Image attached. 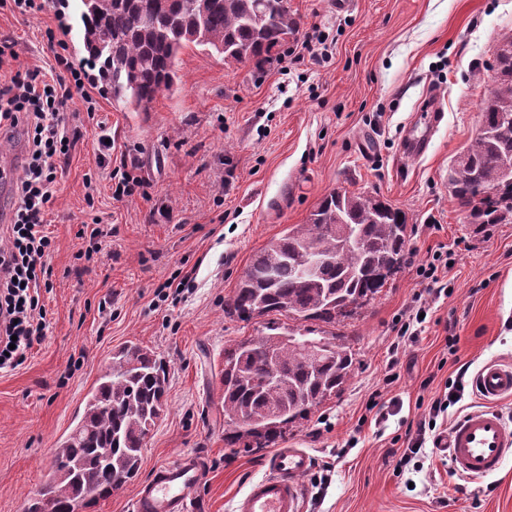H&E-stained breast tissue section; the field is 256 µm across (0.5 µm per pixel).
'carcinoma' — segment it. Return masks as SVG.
<instances>
[{"label": "carcinoma", "instance_id": "obj_1", "mask_svg": "<svg viewBox=\"0 0 512 512\" xmlns=\"http://www.w3.org/2000/svg\"><path fill=\"white\" fill-rule=\"evenodd\" d=\"M78 30L100 63L104 91L147 111L170 91L182 50L193 45L224 61L262 67L300 19L288 0H80ZM497 90L481 101L478 135L448 166V189L477 226L512 220V55L495 61ZM406 213L378 195L334 189L305 224L288 227L255 255L224 313L242 321L268 317L263 330L224 349L226 440L265 448L288 426L339 393L355 354L313 322L327 326L372 300L398 271L407 245ZM321 263L312 276L301 268ZM167 365L139 345L112 356L78 422L54 449L53 470L28 512L89 507L133 481L148 431L167 406Z\"/></svg>", "mask_w": 512, "mask_h": 512}]
</instances>
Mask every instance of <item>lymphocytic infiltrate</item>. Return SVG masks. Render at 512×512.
I'll return each instance as SVG.
<instances>
[{
	"label": "lymphocytic infiltrate",
	"mask_w": 512,
	"mask_h": 512,
	"mask_svg": "<svg viewBox=\"0 0 512 512\" xmlns=\"http://www.w3.org/2000/svg\"><path fill=\"white\" fill-rule=\"evenodd\" d=\"M56 78L18 71L0 82V129L23 127L28 142L8 238L0 247V371L14 370L41 342L47 327L41 290L51 270L44 262L53 241L43 226L53 203L58 168L70 148L62 114L74 98L88 99L84 66L55 53Z\"/></svg>",
	"instance_id": "1"
}]
</instances>
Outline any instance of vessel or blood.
<instances>
[{
  "label": "vessel or blood",
  "mask_w": 512,
  "mask_h": 512,
  "mask_svg": "<svg viewBox=\"0 0 512 512\" xmlns=\"http://www.w3.org/2000/svg\"><path fill=\"white\" fill-rule=\"evenodd\" d=\"M473 387L485 408L464 415L438 442L456 471L467 478L495 474L512 456V427L492 407L493 402L512 398V364H485L475 373ZM313 464L305 449H276L266 460L267 476L250 483L235 512H302L301 479ZM204 478L203 468L191 456L159 466L138 488L132 512H195Z\"/></svg>",
  "instance_id": "obj_1"
}]
</instances>
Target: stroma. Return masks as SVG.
Here are the masks:
<instances>
[{"label": "stroma", "instance_id": "1", "mask_svg": "<svg viewBox=\"0 0 512 512\" xmlns=\"http://www.w3.org/2000/svg\"><path fill=\"white\" fill-rule=\"evenodd\" d=\"M327 55L295 61L289 39L263 69L184 49L179 79L149 111L134 112L85 85L95 104L69 102L74 140L57 174L46 230L53 270L42 300L46 334L15 370L0 372V512H25L112 355L127 344L151 348L169 364L168 406L149 436L135 482L95 512H130L154 468L190 455L206 478L201 512H234L250 481L266 473L270 448L228 445L219 371L224 349L259 333L263 318L224 314L254 255L292 224L306 223L335 188L366 191L408 216L400 269L375 299L337 320L335 333L356 364L343 390L289 425L282 448L306 449L304 512H512V456L494 476H459L433 440L398 465L409 424L434 400L455 403L436 420L447 431L481 408L470 375L490 360L512 361V223L473 233L448 192L450 160L477 134L480 102L494 81L493 54L512 38V0H288ZM79 0H50L31 17L0 9V32L18 59L0 68L49 72L47 32L66 55L86 53L75 28ZM435 94L444 112L426 154L402 157L400 142L422 125L418 107ZM112 139L110 164L100 135ZM134 164L140 195L112 199L109 172ZM100 228L93 240L82 225ZM448 252V293L422 288L417 267ZM176 300L160 288L184 274ZM421 300L427 317L413 337L397 321ZM331 462V471L319 468Z\"/></svg>", "mask_w": 512, "mask_h": 512}]
</instances>
